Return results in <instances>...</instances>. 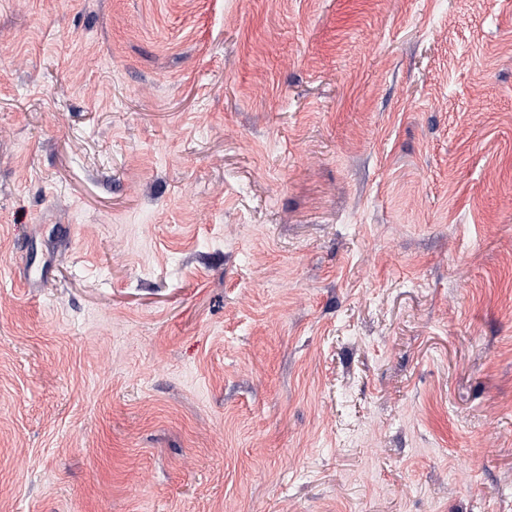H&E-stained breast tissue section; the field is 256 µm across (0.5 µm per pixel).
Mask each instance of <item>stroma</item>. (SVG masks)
<instances>
[{"label":"stroma","instance_id":"1","mask_svg":"<svg viewBox=\"0 0 512 512\" xmlns=\"http://www.w3.org/2000/svg\"><path fill=\"white\" fill-rule=\"evenodd\" d=\"M0 512H512V0H0Z\"/></svg>","mask_w":512,"mask_h":512}]
</instances>
